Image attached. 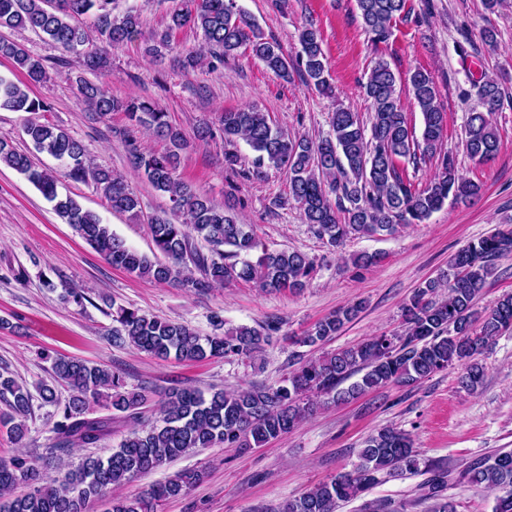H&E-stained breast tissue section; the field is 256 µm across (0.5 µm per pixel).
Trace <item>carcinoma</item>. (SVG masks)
I'll return each mask as SVG.
<instances>
[{"label":"carcinoma","mask_w":512,"mask_h":512,"mask_svg":"<svg viewBox=\"0 0 512 512\" xmlns=\"http://www.w3.org/2000/svg\"><path fill=\"white\" fill-rule=\"evenodd\" d=\"M111 4L112 0H0V27L31 29L70 52L88 42L85 31L73 20L93 11L95 28L107 43L137 40L138 14L129 10L115 15ZM356 5L375 45L389 39L393 22L410 15L407 0H356ZM185 27L202 32L212 69L236 59L244 46L276 78L288 82L297 71L309 88L332 91L321 34L311 21L300 28L292 57L279 42L265 37L237 0H189V5L169 14L167 27L150 52H158V47L166 46ZM0 57L10 60L24 77L18 82L0 77V110H48L44 101L30 96L33 86L50 79L43 59L2 38ZM203 60L204 56L189 51L174 58L172 67L194 71ZM83 66L97 74L108 71L111 63L107 55L89 48L83 52ZM398 81L389 63L377 59L364 84L370 126L357 113L338 108L332 113L331 134L317 143L274 127L268 113L256 106L220 113L217 122L200 124L195 137L200 141L220 137L227 144L245 142L254 152L251 168L241 171L248 180L262 179L270 167L285 170L289 198L330 246L340 248L355 235H388L401 225L423 223L450 199L466 203L480 193L478 183L460 176L453 159L441 155L446 112L432 76L416 70L408 78L413 104L422 116L419 137L408 123ZM75 83L83 101L98 116L125 114L129 126L120 135L130 168L167 196L171 211L183 217L179 224L166 216L150 218L152 255L128 248L95 213L62 193L60 179L36 167L27 154L0 142V164L25 175L53 203L63 222L108 264L140 278L196 291L233 280L254 282L269 290L306 287L315 273L308 255L264 250L256 260L249 259L258 248L249 225L176 175L179 151L186 148L187 140L156 101L112 96L84 77ZM477 95V106L464 125L463 145L468 157L480 164L493 159L500 149V136L490 116L499 111L504 90L498 80L487 78L479 84ZM138 127L164 140L167 151L156 154L143 147L135 136ZM25 133L37 151L65 164L64 177L92 186L112 210L139 215L140 199L124 177L95 163L80 140L50 123H31ZM437 155L441 156L440 172L424 188H416L403 163L417 167ZM200 241L208 245V252L199 247ZM509 254L511 229L470 243L451 259L450 272L425 282L402 306L401 334L381 333L356 346L307 360L278 386L214 389L208 394L191 387L170 389L161 393L158 420L148 428H137L140 408L146 402L144 389L126 388L119 371L74 358H54V377L70 392L53 427L56 447L95 448L112 435V416H91L90 404L102 398L104 407L123 414L133 429L109 456H89L61 476L44 473L29 456L1 457L0 512H88L94 499L191 450L221 445L259 447L294 430L331 401H348L391 384L410 386L457 363L465 367L459 377L462 387L477 388L484 376L477 356L502 331L512 328V295H504L484 311L475 308L476 299L492 274L491 261ZM362 310L360 303L336 309L305 332L299 343L313 346L333 339ZM112 317L117 323L111 333L114 342L160 359L189 362L250 356L270 344L281 330V321L273 319L257 328L238 327L222 336L203 337L185 324L138 309L119 306ZM356 374L361 375L358 381L341 387ZM32 400L26 385L0 374V401L8 407L0 421L11 425L17 440L28 431ZM404 472H420L417 451L407 433L385 427L365 439L351 470L286 501L279 512H337L339 503L359 497L380 475ZM466 476L469 483L495 493L494 512H512V451L483 458L466 470ZM202 479V472L189 471L154 484L134 498L114 496L108 512H157L161 502L187 494ZM20 485L29 486L30 491L14 494Z\"/></svg>","instance_id":"obj_1"}]
</instances>
